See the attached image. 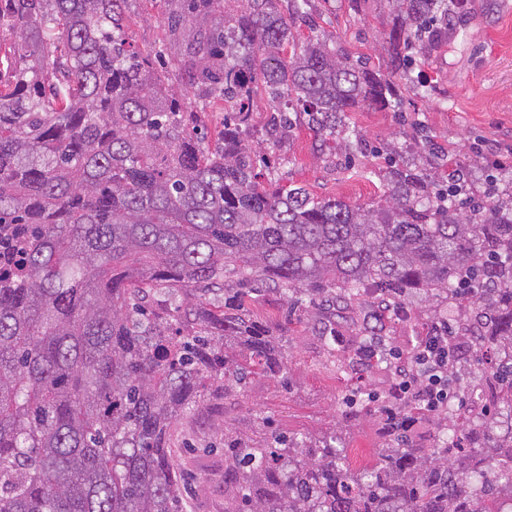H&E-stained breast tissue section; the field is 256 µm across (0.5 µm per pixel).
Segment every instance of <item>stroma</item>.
<instances>
[{"instance_id":"1","label":"stroma","mask_w":512,"mask_h":512,"mask_svg":"<svg viewBox=\"0 0 512 512\" xmlns=\"http://www.w3.org/2000/svg\"><path fill=\"white\" fill-rule=\"evenodd\" d=\"M311 8L318 22L317 35L369 58L375 66L385 65L382 45L392 18L388 0H359L355 5L349 0H312ZM164 12L161 2L151 5L135 0L125 27L128 40L143 50L164 49ZM417 68L426 73L433 89L428 100L416 98L413 89L405 90L418 119L450 155L462 161L477 157L479 169H486L490 155L474 153L473 140L512 143V0H471L459 36L442 43L431 55L418 57ZM268 115L266 95L254 89L247 139L268 157L282 158L281 183L295 182L312 194L352 205L369 204L382 196V179L363 173L361 165L342 171L318 158L312 149L313 135L305 126H298L290 140L266 143ZM350 124L377 147L403 140L392 112L366 107L352 113ZM246 305L254 320L281 336L285 370L279 376L254 373L243 390H230L175 422L173 462L185 476L187 512H224V430L228 427L256 442L272 430L313 440L334 434L363 465L381 451L375 416L349 417L345 398L356 391L389 396L394 386L392 363H368L336 373L323 363L322 343L313 323L285 320L287 303L280 295L270 293L247 300ZM430 306L423 294L408 299L406 316L388 320L389 345L410 352Z\"/></svg>"}]
</instances>
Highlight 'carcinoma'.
Wrapping results in <instances>:
<instances>
[{"mask_svg": "<svg viewBox=\"0 0 512 512\" xmlns=\"http://www.w3.org/2000/svg\"><path fill=\"white\" fill-rule=\"evenodd\" d=\"M130 0H0V512H186L172 460L178 417L252 369L278 375L277 338L244 306L255 280L359 315L384 335L417 293L432 322L490 355L458 366L434 444H409L375 408L384 449L224 427V512H512V174L472 175L407 115L412 54L460 34L468 0H389L385 69L317 36L310 0H164L168 53L123 37ZM270 101L267 141L314 134L337 164L372 156L382 199L355 206L302 184L246 140L249 97ZM222 107L209 145L195 114ZM395 112L407 143L370 144L349 114ZM336 372L351 367L322 333Z\"/></svg>", "mask_w": 512, "mask_h": 512, "instance_id": "carcinoma-1", "label": "carcinoma"}]
</instances>
